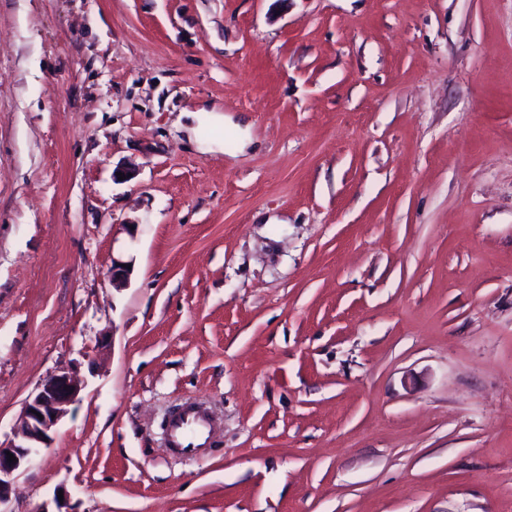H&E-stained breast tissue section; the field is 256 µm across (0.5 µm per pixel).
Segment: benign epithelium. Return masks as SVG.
<instances>
[{"instance_id":"1","label":"benign epithelium","mask_w":512,"mask_h":512,"mask_svg":"<svg viewBox=\"0 0 512 512\" xmlns=\"http://www.w3.org/2000/svg\"><path fill=\"white\" fill-rule=\"evenodd\" d=\"M130 275L131 270L122 266V261L112 262V287H127ZM81 388V382L61 368L43 379L37 393L25 403L13 427V438L5 445L0 443V506L9 501L15 475L31 464L40 449L49 447L52 427L76 400ZM11 455L16 461H9Z\"/></svg>"}]
</instances>
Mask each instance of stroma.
<instances>
[{"mask_svg": "<svg viewBox=\"0 0 512 512\" xmlns=\"http://www.w3.org/2000/svg\"><path fill=\"white\" fill-rule=\"evenodd\" d=\"M62 367L9 512H512V0H0V442ZM219 425L204 410L183 406L167 422V440L171 448L183 454H198L210 445Z\"/></svg>", "mask_w": 512, "mask_h": 512, "instance_id": "1", "label": "stroma"}]
</instances>
